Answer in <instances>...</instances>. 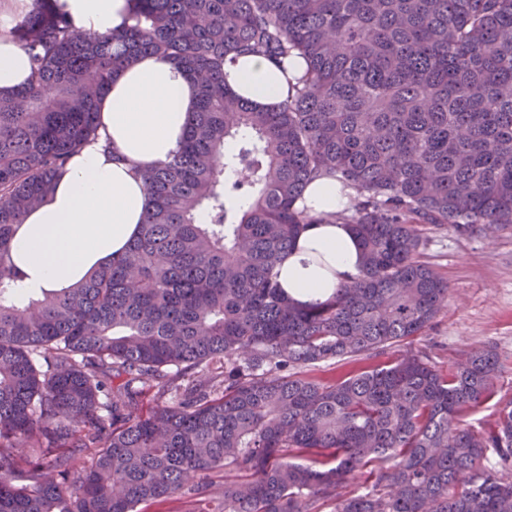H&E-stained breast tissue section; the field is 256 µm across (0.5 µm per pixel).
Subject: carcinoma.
<instances>
[{
  "label": "carcinoma",
  "instance_id": "cac0c4a2",
  "mask_svg": "<svg viewBox=\"0 0 512 512\" xmlns=\"http://www.w3.org/2000/svg\"><path fill=\"white\" fill-rule=\"evenodd\" d=\"M82 34L32 0L10 39L32 74L0 97V512H512V400L480 430L500 367L408 352L448 285L416 225L512 224V0H134ZM199 83L182 150L145 176L125 255L72 288L20 287L10 243L141 54ZM305 68L276 111L224 82L229 56ZM328 173L360 274L302 308L273 280ZM233 206H227L228 199ZM205 220H199V215ZM352 368L332 384L303 374ZM493 450L495 465H484ZM359 476L366 491L346 492Z\"/></svg>",
  "mask_w": 512,
  "mask_h": 512
}]
</instances>
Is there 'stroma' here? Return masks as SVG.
I'll list each match as a JSON object with an SVG mask.
<instances>
[{
  "mask_svg": "<svg viewBox=\"0 0 512 512\" xmlns=\"http://www.w3.org/2000/svg\"><path fill=\"white\" fill-rule=\"evenodd\" d=\"M420 234L419 259L447 280L448 299L429 328L388 356L425 352L445 369L471 347H494L502 364L497 398L465 418L479 428L494 420L497 400L512 399V224L471 233L424 225Z\"/></svg>",
  "mask_w": 512,
  "mask_h": 512,
  "instance_id": "obj_1",
  "label": "stroma"
}]
</instances>
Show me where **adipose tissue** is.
Instances as JSON below:
<instances>
[{"mask_svg": "<svg viewBox=\"0 0 512 512\" xmlns=\"http://www.w3.org/2000/svg\"><path fill=\"white\" fill-rule=\"evenodd\" d=\"M81 33L109 34L131 23V0H58ZM31 59L0 39V97L27 81ZM226 84L260 109L288 96V76L262 55L224 65ZM197 106V84L184 69L154 55L139 57L112 79L101 102V141L88 144L42 202L18 225L13 259L22 288L37 297L69 288L124 255L144 224L151 202L145 172L177 154ZM347 197L335 177L321 174L296 201L311 216L276 269V280L295 303L307 307L330 297L357 276L361 245L334 214Z\"/></svg>", "mask_w": 512, "mask_h": 512, "instance_id": "obj_1", "label": "adipose tissue"}]
</instances>
